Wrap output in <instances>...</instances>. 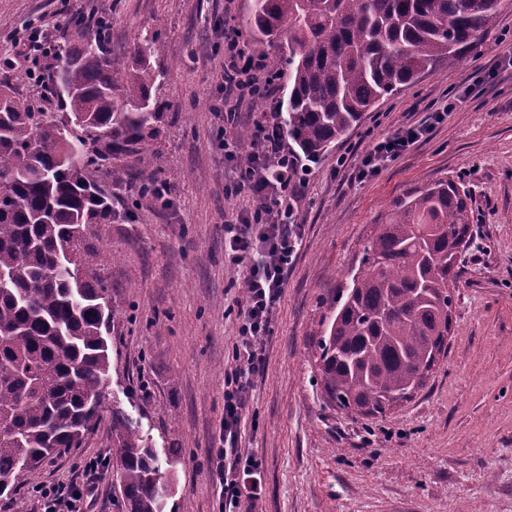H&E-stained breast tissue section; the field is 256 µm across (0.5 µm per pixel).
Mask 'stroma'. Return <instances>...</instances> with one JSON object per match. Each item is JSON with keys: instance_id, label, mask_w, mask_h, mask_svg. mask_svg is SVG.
Returning <instances> with one entry per match:
<instances>
[{"instance_id": "35a3bbf8", "label": "stroma", "mask_w": 512, "mask_h": 512, "mask_svg": "<svg viewBox=\"0 0 512 512\" xmlns=\"http://www.w3.org/2000/svg\"><path fill=\"white\" fill-rule=\"evenodd\" d=\"M250 8L251 0H0V76L20 97L60 111L56 98H41L26 68L3 62L28 33L56 45L78 42L77 14L105 19L108 47L128 61L139 34H157L151 63L165 73L158 95L166 104L153 159L110 158L96 175L112 196L113 218L94 225L92 242L109 257L104 274L117 309L105 411L81 447L46 459L35 483L0 497V512H36V484L81 478L100 455L106 474L90 510L126 512L112 452L116 411L159 457L177 458L166 512H225L208 458L220 445L244 278L224 256V226L248 199L226 191L234 163L224 157V140L249 146L255 121L282 96L274 90L242 107L236 124L224 123L225 22L242 30L251 53L281 62L247 30ZM443 105V121L407 154L373 180L355 181L366 133L420 123ZM154 178L170 185L169 194L139 196V185ZM308 179L298 253L238 441L259 464L263 512H512V0L477 50L382 98L309 164ZM445 179L463 182L473 211L448 355L385 415H352L323 387L324 323L378 226L401 201Z\"/></svg>"}]
</instances>
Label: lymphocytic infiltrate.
Returning a JSON list of instances; mask_svg holds the SVG:
<instances>
[{
	"mask_svg": "<svg viewBox=\"0 0 512 512\" xmlns=\"http://www.w3.org/2000/svg\"><path fill=\"white\" fill-rule=\"evenodd\" d=\"M220 79L225 101L238 104L267 97L274 84L273 70L266 59L247 52L242 33L231 24L224 27ZM445 114V109L438 108L421 124L370 137L357 165V180L375 176L383 165L408 152ZM282 141L276 125L255 122L252 160L238 168L233 185L234 193L250 196L252 204L237 215L235 223L224 227L226 255L232 265L243 269L246 286L239 304L241 322L233 364L224 371V446L216 450L214 460L224 503L233 512H263L258 465L252 460L242 461L237 442L251 378L263 365L273 308L299 246V214L309 185L303 167L288 155ZM103 468L104 460L98 457L86 463L81 481L38 485L37 512H86Z\"/></svg>",
	"mask_w": 512,
	"mask_h": 512,
	"instance_id": "1",
	"label": "lymphocytic infiltrate"
}]
</instances>
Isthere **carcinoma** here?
<instances>
[{
  "mask_svg": "<svg viewBox=\"0 0 512 512\" xmlns=\"http://www.w3.org/2000/svg\"><path fill=\"white\" fill-rule=\"evenodd\" d=\"M503 0H252L254 34L284 60L278 128L309 161L326 153L381 98L421 74L454 67L493 29ZM106 26L59 49L40 112L0 84V496L101 419L115 316L106 253L88 241L112 223L92 177L113 155L144 157L161 133L163 72L156 34L138 63L102 45ZM468 191L452 180L402 201L364 246L365 269L336 300L319 341L329 398L382 415L422 387L448 350L457 255L470 241ZM112 439L130 512H164L168 485L151 444L117 412Z\"/></svg>",
  "mask_w": 512,
  "mask_h": 512,
  "instance_id": "cac0c4a2",
  "label": "carcinoma"
}]
</instances>
